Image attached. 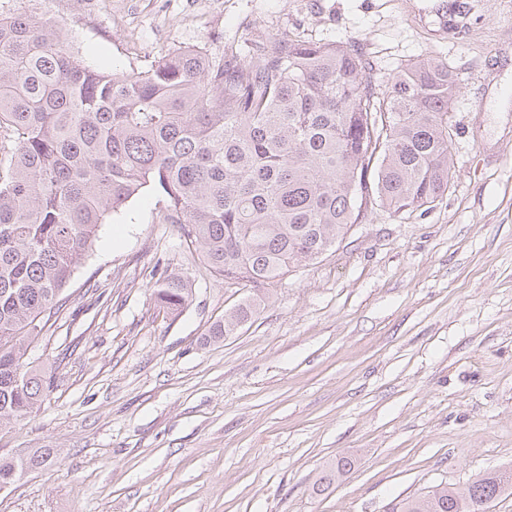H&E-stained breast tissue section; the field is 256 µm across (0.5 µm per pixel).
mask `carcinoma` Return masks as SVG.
<instances>
[{"instance_id":"cac0c4a2","label":"carcinoma","mask_w":512,"mask_h":512,"mask_svg":"<svg viewBox=\"0 0 512 512\" xmlns=\"http://www.w3.org/2000/svg\"><path fill=\"white\" fill-rule=\"evenodd\" d=\"M461 86L448 59L407 63L383 85L353 42L298 34L248 59L179 50L147 71L85 66L55 24L0 15V426L31 413L51 378L26 361L61 307L98 228L149 185L163 220L184 225L224 281L250 289L209 339H225L264 306L267 287L332 248L375 195L394 213L447 195L448 112ZM178 275L158 290L171 314L190 301ZM0 457V482L47 463ZM352 461L313 484L324 494ZM512 494V471L391 504L390 512H469Z\"/></svg>"}]
</instances>
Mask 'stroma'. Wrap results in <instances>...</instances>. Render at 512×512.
<instances>
[{
  "label": "stroma",
  "instance_id": "1",
  "mask_svg": "<svg viewBox=\"0 0 512 512\" xmlns=\"http://www.w3.org/2000/svg\"><path fill=\"white\" fill-rule=\"evenodd\" d=\"M466 42L421 0H37L75 57L148 70L184 48L252 55L297 29L353 41L382 73L446 57L451 186L433 205H379L293 268L236 335L209 324L247 294L213 273L144 188L99 228L28 353L52 380L0 428V456L50 450L0 512H386L397 498L512 469V0H470ZM183 277L178 316L156 302ZM354 465L322 495L336 458Z\"/></svg>",
  "mask_w": 512,
  "mask_h": 512
}]
</instances>
